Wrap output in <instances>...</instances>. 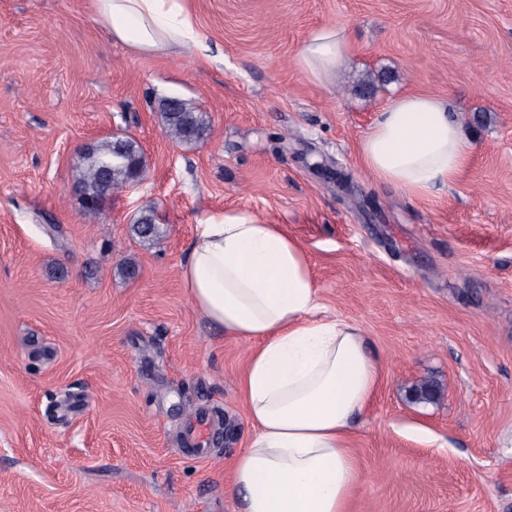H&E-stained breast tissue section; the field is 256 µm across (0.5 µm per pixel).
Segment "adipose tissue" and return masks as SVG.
<instances>
[{
  "instance_id": "obj_1",
  "label": "adipose tissue",
  "mask_w": 512,
  "mask_h": 512,
  "mask_svg": "<svg viewBox=\"0 0 512 512\" xmlns=\"http://www.w3.org/2000/svg\"><path fill=\"white\" fill-rule=\"evenodd\" d=\"M114 41L135 51L196 44L181 0H95ZM347 28L323 25L297 66L320 85L349 62ZM471 143L442 98L387 99L359 145L377 181L422 198L453 182ZM180 278L193 307L221 334L251 343L241 380L251 431L228 489L243 512H351L360 473L350 441L382 368L356 323L321 311L304 245L280 225L227 212L197 225Z\"/></svg>"
}]
</instances>
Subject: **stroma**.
<instances>
[{
    "mask_svg": "<svg viewBox=\"0 0 512 512\" xmlns=\"http://www.w3.org/2000/svg\"><path fill=\"white\" fill-rule=\"evenodd\" d=\"M198 46L113 41L93 0H0V512H241L248 343L180 279L196 225L227 210L306 248L325 313L358 324L384 378L353 440L352 512H512V0H186ZM353 50L320 87L316 27ZM385 75L374 94L368 75ZM447 100L472 140L451 185L412 198L358 155L386 99ZM207 139L172 144L160 103ZM124 134L148 168L86 219L85 145ZM153 209L162 236L130 226ZM137 266L133 278L123 262ZM435 403L411 399L421 379ZM209 419L207 454L184 453ZM352 43L347 28L323 25L305 39L297 66L310 80L320 85L331 84L349 62ZM172 100L177 101V108L170 106ZM162 134L177 145L197 144L207 136L209 122L206 115L193 104L177 98L165 99L160 110Z\"/></svg>",
    "mask_w": 512,
    "mask_h": 512,
    "instance_id": "obj_1",
    "label": "stroma"
}]
</instances>
